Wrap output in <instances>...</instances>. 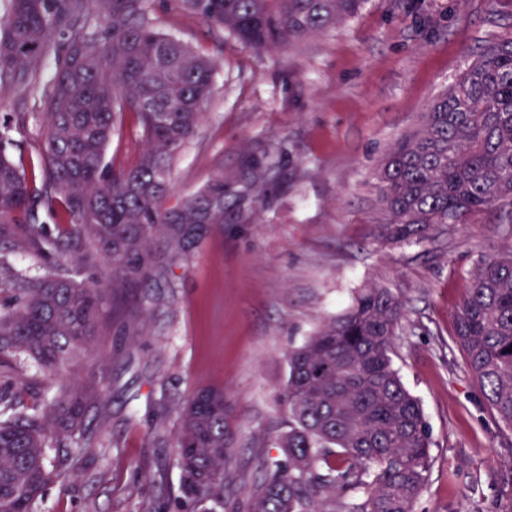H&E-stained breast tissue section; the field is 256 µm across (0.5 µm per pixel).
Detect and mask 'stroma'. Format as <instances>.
I'll use <instances>...</instances> for the list:
<instances>
[{"mask_svg": "<svg viewBox=\"0 0 512 512\" xmlns=\"http://www.w3.org/2000/svg\"><path fill=\"white\" fill-rule=\"evenodd\" d=\"M151 19L217 62L203 117L170 168L172 198L222 173L234 204L183 253L156 240L150 278L124 290L135 315L111 314L105 341L69 366L70 378L94 369L106 386L104 416L91 422L98 446L47 485L38 512H175L178 408L206 386L224 390L229 449L215 512H248L262 464L281 457L289 350L371 285L403 307L394 365L431 431L414 512H512V445L450 336L471 272L512 244V224L484 213L391 243L373 179L477 49L512 31V0H366L334 29L264 53L177 0H154ZM41 112L25 89L0 98V126L28 171L47 133ZM251 158L275 164L265 192L239 177ZM6 264L43 276L78 261L19 250Z\"/></svg>", "mask_w": 512, "mask_h": 512, "instance_id": "stroma-1", "label": "stroma"}]
</instances>
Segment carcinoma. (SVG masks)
I'll use <instances>...</instances> for the list:
<instances>
[{"mask_svg":"<svg viewBox=\"0 0 512 512\" xmlns=\"http://www.w3.org/2000/svg\"><path fill=\"white\" fill-rule=\"evenodd\" d=\"M207 24L256 52L294 45L355 16L366 0H179ZM11 0L0 21V93L35 85L33 66L51 49L61 63L44 93L42 179L33 186L0 131V251L70 248L84 268L103 258L104 285L77 281L60 265L11 280L17 309L0 314V379L18 357L50 376L44 407L0 391V512H37L45 487L73 445L95 447L87 421L104 406L96 372L77 384L56 378L107 334L122 288L149 277L150 241L181 251L199 224L224 223V174L167 205L173 158L194 135L212 94L215 62L156 29L153 0ZM143 144L129 167L105 162L125 115ZM390 242L424 241L438 224H466L494 211L512 223V34L482 47L421 126L402 137L375 171ZM60 201L57 235L38 223V205ZM402 305L365 288L340 315L288 351L282 402L284 459L250 492L251 512H414L431 465V433L419 401L393 363ZM453 342L504 435L512 434V245L485 256L455 310ZM177 453L183 496L210 512L224 502V389L203 388L179 407Z\"/></svg>","mask_w":512,"mask_h":512,"instance_id":"carcinoma-1","label":"carcinoma"}]
</instances>
